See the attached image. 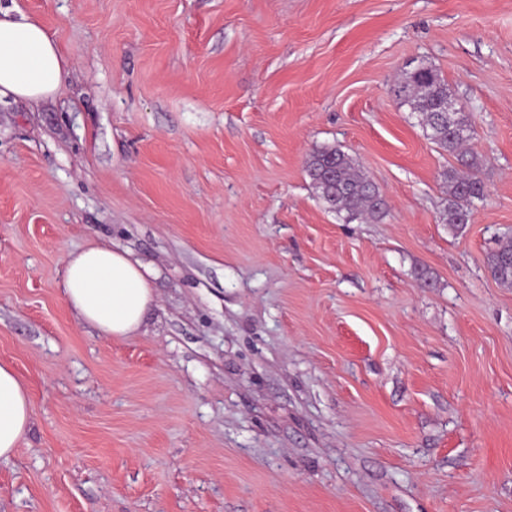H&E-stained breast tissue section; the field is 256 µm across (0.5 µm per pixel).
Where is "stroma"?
I'll list each match as a JSON object with an SVG mask.
<instances>
[{"label":"stroma","mask_w":512,"mask_h":512,"mask_svg":"<svg viewBox=\"0 0 512 512\" xmlns=\"http://www.w3.org/2000/svg\"><path fill=\"white\" fill-rule=\"evenodd\" d=\"M66 60L0 100V361L33 425L0 512H512V0H0ZM439 70L484 199L445 222L454 157L393 87ZM352 157L387 200L328 210ZM149 266L105 338L66 252ZM307 174L321 200L349 216L377 220L387 209L384 197L362 174L352 158L336 148L314 152ZM489 268L493 277L506 287H512V242L502 245L489 259Z\"/></svg>","instance_id":"35a3bbf8"}]
</instances>
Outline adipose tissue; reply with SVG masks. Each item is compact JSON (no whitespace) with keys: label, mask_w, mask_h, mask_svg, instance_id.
<instances>
[{"label":"adipose tissue","mask_w":512,"mask_h":512,"mask_svg":"<svg viewBox=\"0 0 512 512\" xmlns=\"http://www.w3.org/2000/svg\"><path fill=\"white\" fill-rule=\"evenodd\" d=\"M65 60L43 25L0 16V98L37 101L56 92ZM146 267L104 244L64 257L63 297L77 317L105 337L137 333L156 302ZM32 424L29 391L15 369L0 362V459L11 458Z\"/></svg>","instance_id":"obj_1"}]
</instances>
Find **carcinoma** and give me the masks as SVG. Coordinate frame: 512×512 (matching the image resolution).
<instances>
[{
  "label": "carcinoma",
  "mask_w": 512,
  "mask_h": 512,
  "mask_svg": "<svg viewBox=\"0 0 512 512\" xmlns=\"http://www.w3.org/2000/svg\"><path fill=\"white\" fill-rule=\"evenodd\" d=\"M393 92L411 111L422 115L428 138L440 149L456 156L462 168L460 172L451 170L447 175L448 195L453 203L446 218L453 230L461 231L470 221L471 203L485 193L477 157L464 151L474 134L471 120L458 110L450 123L440 121L438 106L451 95L448 84L431 66H422L420 73H406ZM307 174L319 198L339 212L369 220H377L386 212L384 197L358 170L354 160L339 150L325 148L314 152L307 162ZM488 263L493 277L511 288L512 242L493 252Z\"/></svg>",
  "instance_id": "obj_1"
}]
</instances>
